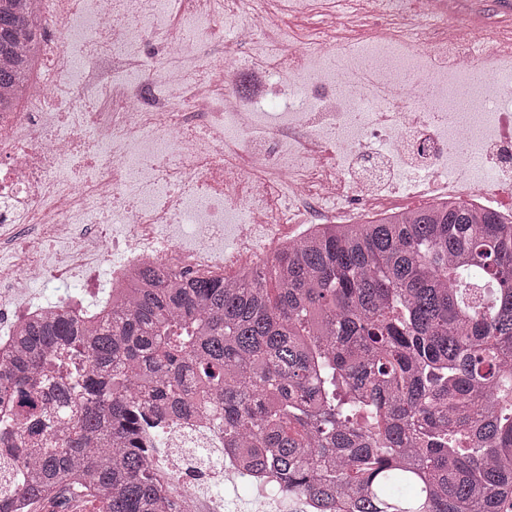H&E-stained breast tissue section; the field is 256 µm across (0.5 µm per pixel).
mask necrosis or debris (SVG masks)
Wrapping results in <instances>:
<instances>
[{
  "label": "necrosis or debris",
  "mask_w": 512,
  "mask_h": 512,
  "mask_svg": "<svg viewBox=\"0 0 512 512\" xmlns=\"http://www.w3.org/2000/svg\"><path fill=\"white\" fill-rule=\"evenodd\" d=\"M284 0H36L37 72L0 113V335L140 268L233 278L213 247L225 225L278 242L288 224H333L317 203L372 211L404 169L432 204L512 197V35L452 25L443 0H354L316 47L292 44ZM498 157L495 173L482 158ZM195 225L189 244L176 243ZM63 293L28 302L33 282ZM150 463L179 512H225L220 478L285 497L223 452L195 412L170 421Z\"/></svg>",
  "instance_id": "1"
}]
</instances>
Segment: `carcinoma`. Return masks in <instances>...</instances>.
Returning a JSON list of instances; mask_svg holds the SVG:
<instances>
[{
  "mask_svg": "<svg viewBox=\"0 0 512 512\" xmlns=\"http://www.w3.org/2000/svg\"><path fill=\"white\" fill-rule=\"evenodd\" d=\"M31 2L0 0L1 112L39 55ZM0 407V512L82 493L176 512L143 434L194 408L281 492L512 512V215L450 199L321 224L231 281L144 267L98 319L22 325Z\"/></svg>",
  "mask_w": 512,
  "mask_h": 512,
  "instance_id": "carcinoma-1",
  "label": "carcinoma"
}]
</instances>
